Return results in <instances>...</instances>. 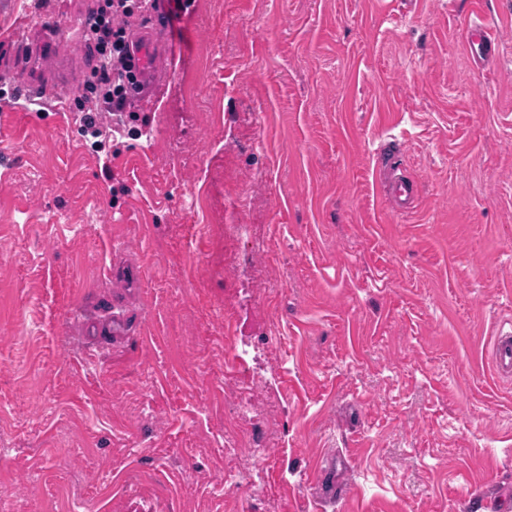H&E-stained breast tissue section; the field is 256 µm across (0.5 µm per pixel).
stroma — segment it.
<instances>
[{"label": "stroma", "instance_id": "35a3bbf8", "mask_svg": "<svg viewBox=\"0 0 512 512\" xmlns=\"http://www.w3.org/2000/svg\"><path fill=\"white\" fill-rule=\"evenodd\" d=\"M87 2L0 8L12 512H512V381L487 361L512 320V0H165L168 72L101 147ZM44 20L78 75L35 106L7 56ZM386 165L418 183L407 215ZM228 315L281 427L241 444L266 487L230 505ZM480 13V10H474L473 18L469 21L467 44L472 52L475 49L479 58H488L497 52L498 40L493 32V27L485 23Z\"/></svg>", "mask_w": 512, "mask_h": 512}]
</instances>
